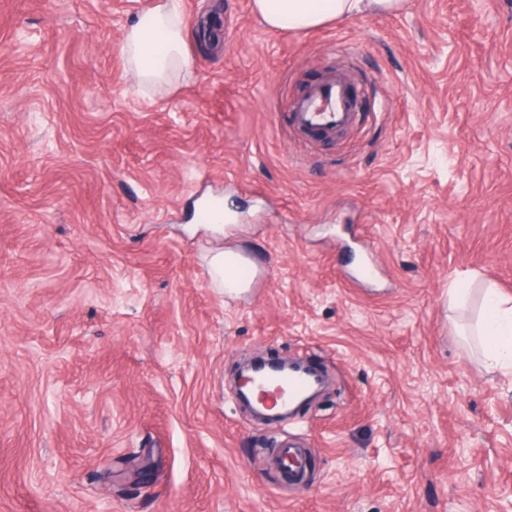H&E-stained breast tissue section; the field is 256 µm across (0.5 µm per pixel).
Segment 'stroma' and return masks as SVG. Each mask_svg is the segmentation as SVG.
Masks as SVG:
<instances>
[{"mask_svg":"<svg viewBox=\"0 0 512 512\" xmlns=\"http://www.w3.org/2000/svg\"><path fill=\"white\" fill-rule=\"evenodd\" d=\"M152 4L0 0V512H512V373L448 302L512 295V0L288 33L183 0L189 69L140 87L120 44ZM330 71L361 121L302 136L289 102ZM226 250L250 288L214 286ZM257 355L328 383L257 421Z\"/></svg>","mask_w":512,"mask_h":512,"instance_id":"1","label":"stroma"}]
</instances>
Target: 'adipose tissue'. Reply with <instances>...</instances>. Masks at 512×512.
<instances>
[{"label": "adipose tissue", "mask_w": 512, "mask_h": 512, "mask_svg": "<svg viewBox=\"0 0 512 512\" xmlns=\"http://www.w3.org/2000/svg\"><path fill=\"white\" fill-rule=\"evenodd\" d=\"M255 15L272 30L301 31L356 14L394 13L403 0H252ZM182 0H156L125 31L121 54L142 85L167 80L185 69ZM483 349L493 362L512 370V298L488 287L483 293Z\"/></svg>", "instance_id": "obj_1"}]
</instances>
